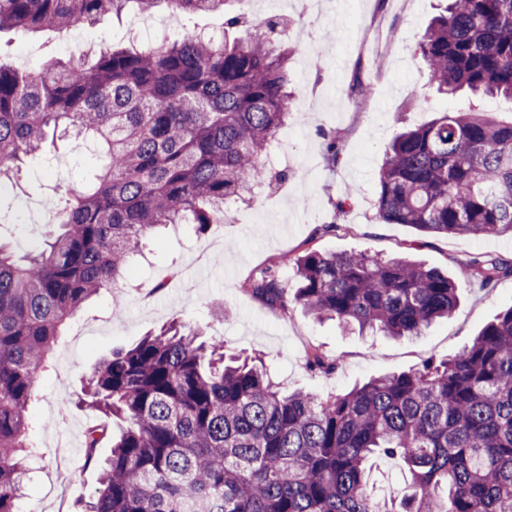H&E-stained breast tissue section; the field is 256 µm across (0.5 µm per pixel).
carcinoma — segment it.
Here are the masks:
<instances>
[{"label": "carcinoma", "mask_w": 512, "mask_h": 512, "mask_svg": "<svg viewBox=\"0 0 512 512\" xmlns=\"http://www.w3.org/2000/svg\"><path fill=\"white\" fill-rule=\"evenodd\" d=\"M245 0H0V31L91 24L164 7L224 14L239 35H186L109 47L38 74L0 64V180L19 175L47 132L90 136L104 163L95 181L44 206L59 230L17 260L0 241V512H19L35 372L61 327L93 296L121 287L157 229L203 233L224 205L284 182L267 158L287 123L291 49L279 17L256 21ZM441 94L465 89L512 105V0H447L412 45ZM375 218L433 235L512 232V122L444 112L386 149ZM488 287L512 261L463 262ZM288 295L279 266L246 291L283 312L299 305L344 327L418 336L457 309L454 278L405 257L336 256L307 248ZM173 324L104 359L85 393L124 422L106 458V431L88 429L85 461L101 488L77 512H393L367 488L374 455L402 460V512H512V308L454 356L374 378L345 394L285 393L264 365L224 356V342ZM313 372L337 362L306 353Z\"/></svg>", "instance_id": "carcinoma-1"}]
</instances>
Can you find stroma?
Masks as SVG:
<instances>
[{
	"mask_svg": "<svg viewBox=\"0 0 512 512\" xmlns=\"http://www.w3.org/2000/svg\"><path fill=\"white\" fill-rule=\"evenodd\" d=\"M293 2L289 18L314 28L323 54L336 61L328 67L308 56L291 64L296 101L279 139L293 177L275 193L240 205L233 219L224 221L222 235L197 232L190 224L157 235L134 259L119 297L90 301L66 326L49 362L36 374L37 395L29 406L32 457L22 499L27 512H73L75 501L95 492L100 470L84 463L83 442L101 415L82 403L84 389L113 349L132 346L170 322L201 329L205 340L223 341L225 353L262 360L286 390L325 396L452 355L512 308V277L483 288L458 269L461 260L477 254L512 260V236L427 235L406 224L380 223L372 206L377 171L402 127L426 123L439 112H481L512 120V108L502 99L465 92L446 97L428 84L424 65L410 48L443 0H410L401 12L386 0H324L317 16L303 13V0ZM374 18L393 49L390 58L356 48L359 28ZM172 19L178 22V38L224 23L220 13L174 18L158 10L144 19L128 12L104 17L78 44L65 32L11 30L0 33V60L31 72L78 51L91 61L115 43L131 41L139 47L156 41L158 26ZM357 79L373 87L358 105L348 97ZM414 87L420 92L415 104L408 98ZM331 132L342 137L335 165L326 159L324 136ZM98 165L93 142L57 138L26 165L19 180L0 183V223L8 225L5 239L15 253L42 244L47 231L43 198L64 196L92 181ZM347 194L356 195L358 206L335 217L333 201ZM307 240L328 254L410 255L455 277L460 304L422 335L395 339L379 332H348L336 320H316L298 306L282 312L243 292L244 282L272 260L281 263L285 288L294 290L291 261ZM168 273L174 276L168 288L155 291L158 277ZM312 348L338 359L335 374L307 371L305 355Z\"/></svg>",
	"mask_w": 512,
	"mask_h": 512,
	"instance_id": "stroma-1",
	"label": "stroma"
}]
</instances>
